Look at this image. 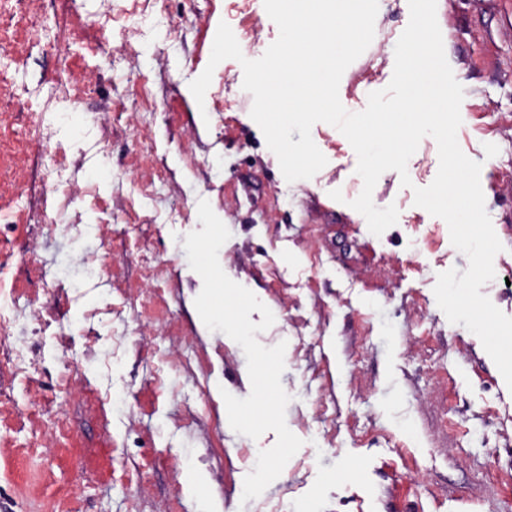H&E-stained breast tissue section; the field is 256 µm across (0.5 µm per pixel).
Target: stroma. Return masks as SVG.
Instances as JSON below:
<instances>
[{"instance_id": "1", "label": "stroma", "mask_w": 512, "mask_h": 512, "mask_svg": "<svg viewBox=\"0 0 512 512\" xmlns=\"http://www.w3.org/2000/svg\"><path fill=\"white\" fill-rule=\"evenodd\" d=\"M378 4L340 81L350 112L390 83L409 21L408 0ZM436 16L464 88L457 141L504 246L481 292L512 317V0H437ZM222 22L249 59L279 35L263 0H0V512H512V390L439 308L438 273L468 260L414 204L436 141L410 158L411 187L381 175L373 202L399 217L373 235L338 129L313 126L327 163L290 183L239 62L196 102ZM51 163L83 202L44 199ZM203 199L231 233L222 269L275 317L257 339L286 345L285 421L303 441L247 501L276 435L231 428L223 395L250 394L247 360L198 326L183 244Z\"/></svg>"}]
</instances>
